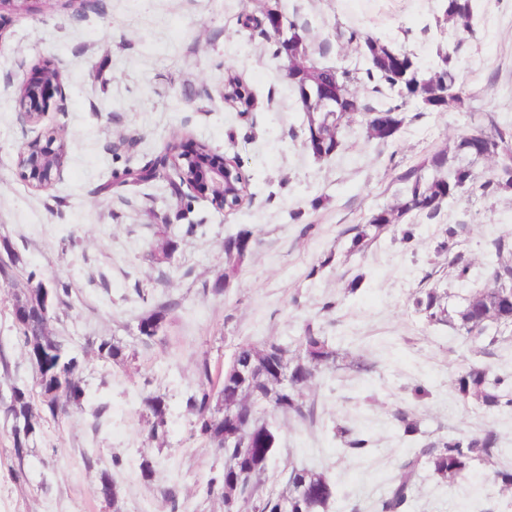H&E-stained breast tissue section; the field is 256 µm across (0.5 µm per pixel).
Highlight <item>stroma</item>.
<instances>
[{"label": "stroma", "mask_w": 512, "mask_h": 512, "mask_svg": "<svg viewBox=\"0 0 512 512\" xmlns=\"http://www.w3.org/2000/svg\"><path fill=\"white\" fill-rule=\"evenodd\" d=\"M474 4L470 26L450 23L441 32L434 23L440 0H103L99 15L83 14L78 0L0 8V240L21 258L0 274V390L35 375L12 317L14 294L33 271L47 286L70 289L56 303L51 327L78 353L86 391L81 405L43 422L23 481L14 476L0 413V512H224L222 498L202 492L224 459L193 437L185 408L197 367L205 358L224 364L240 343L289 344L309 322L348 366L322 370L306 387L318 405L315 425L272 415L279 444L265 488H282L292 467L306 466L335 483L330 512H375L407 451L393 417L401 408L424 439L492 430L500 448L452 483L422 473L407 512H512V487L494 477L512 466V412L466 406L452 385L472 362L512 381V332L476 353L456 328L426 326L412 309L413 297L432 288L447 293L453 307L492 287L487 245L512 233V189L486 196L461 189L435 219H416L408 241L393 226L357 252L348 232L396 203L398 173L453 149L488 117L512 122V0ZM270 8L295 22L321 66L363 68L348 40L354 30L413 52L425 70L438 44L455 47L469 111L419 115L405 108L386 141L370 136L362 115H349L337 153L314 157L283 60L273 57L267 36L239 24L242 15ZM49 58L63 69L67 99H51L33 122L16 107L17 89ZM229 72L252 89L250 111L225 104ZM50 131L67 141L69 153L60 179L38 191L21 178L18 156L27 140ZM184 135L238 157L249 203L231 214L202 197L179 203L159 181L97 193L112 172L143 165ZM191 224L196 232H188ZM306 224L313 227L307 236ZM451 226L469 266L463 278L440 248ZM242 230L250 233L247 262L229 288L203 291V283L224 276L225 237ZM169 239L177 250L158 262ZM358 275L363 284L349 293ZM140 289L147 300L138 299ZM163 302L174 308L155 341L143 345L138 324ZM103 337L125 346V364L98 357ZM147 384L169 404L162 441L149 438L141 415ZM340 426L368 439L367 450L344 451L334 435ZM144 458L154 463L147 479L138 468ZM107 468L114 500L96 493ZM170 489L177 504L166 497Z\"/></svg>", "instance_id": "stroma-1"}]
</instances>
